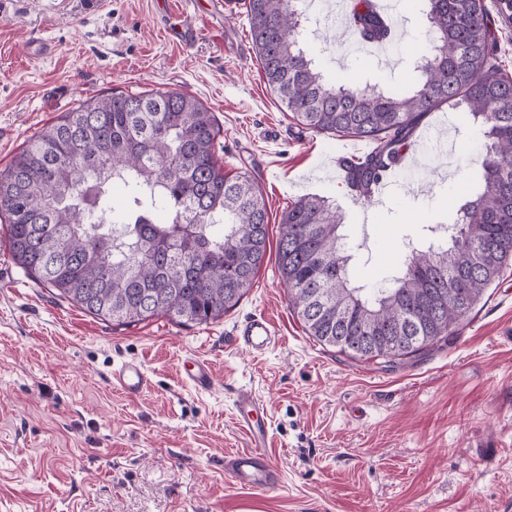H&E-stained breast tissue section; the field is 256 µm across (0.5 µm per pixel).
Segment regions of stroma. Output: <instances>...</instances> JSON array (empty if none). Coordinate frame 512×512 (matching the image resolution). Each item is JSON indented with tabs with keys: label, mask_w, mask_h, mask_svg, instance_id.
I'll use <instances>...</instances> for the list:
<instances>
[{
	"label": "stroma",
	"mask_w": 512,
	"mask_h": 512,
	"mask_svg": "<svg viewBox=\"0 0 512 512\" xmlns=\"http://www.w3.org/2000/svg\"><path fill=\"white\" fill-rule=\"evenodd\" d=\"M403 34L390 61L323 37L305 41L338 78L384 86L413 76L416 0H391ZM198 35L177 40L180 0H10L0 13V171L23 144L82 100L114 92L195 96L221 129L226 174L256 179L269 234L300 196H333L358 248L359 285L396 273V243L427 246L449 222L478 149L459 112L443 106L423 125L448 129L447 156L429 153L424 193L399 186L350 205L334 166L351 136L315 133L268 88L245 0L222 13L196 0ZM51 43L48 56L30 43ZM0 223V512H512V267L486 289L450 344L388 370L320 344L288 302L274 254L236 308L207 325L166 317L115 327L31 278L5 247ZM269 319L278 340L255 356L235 340L239 322ZM208 359L215 381L199 392L183 361ZM135 360L150 388L127 396L112 371ZM251 393L269 428L280 487L247 490L224 471L248 447L234 401Z\"/></svg>",
	"instance_id": "stroma-1"
}]
</instances>
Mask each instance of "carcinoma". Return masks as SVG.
<instances>
[{
    "mask_svg": "<svg viewBox=\"0 0 512 512\" xmlns=\"http://www.w3.org/2000/svg\"><path fill=\"white\" fill-rule=\"evenodd\" d=\"M305 0H247L249 32L267 85L305 128L375 142L345 160L364 204L386 169L399 168L422 120L443 105L468 113L478 154L447 247L403 251L386 288L352 284L339 207L307 194L288 206L276 245L248 176L216 158L219 129L178 91L112 93L79 104L0 171V215L15 261L33 279L115 327L158 316L181 324L224 317L253 287L267 250L311 336L367 350L387 367L450 341L512 262V75L498 63L485 0H423L422 45L406 85L327 79L303 47ZM387 40V21L355 0L344 31ZM122 184L124 205L112 204Z\"/></svg>",
    "mask_w": 512,
    "mask_h": 512,
    "instance_id": "cac0c4a2",
    "label": "carcinoma"
}]
</instances>
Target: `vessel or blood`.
Returning a JSON list of instances; mask_svg holds the SVG:
<instances>
[{
  "label": "vessel or blood",
  "instance_id": "b4317fda",
  "mask_svg": "<svg viewBox=\"0 0 512 512\" xmlns=\"http://www.w3.org/2000/svg\"><path fill=\"white\" fill-rule=\"evenodd\" d=\"M237 341L254 354L268 351L276 343L272 323L265 317H253L238 329ZM112 379L124 394L140 395L151 384L143 366L136 361L123 363L112 372ZM184 381L199 391L210 390L214 385V373L209 361L197 356L183 364ZM257 401L247 393L235 402L236 419L245 431L249 446L224 460V469L235 485L244 489H273L281 483L280 471L271 463L265 448L268 444V427L254 418Z\"/></svg>",
  "mask_w": 512,
  "mask_h": 512
}]
</instances>
